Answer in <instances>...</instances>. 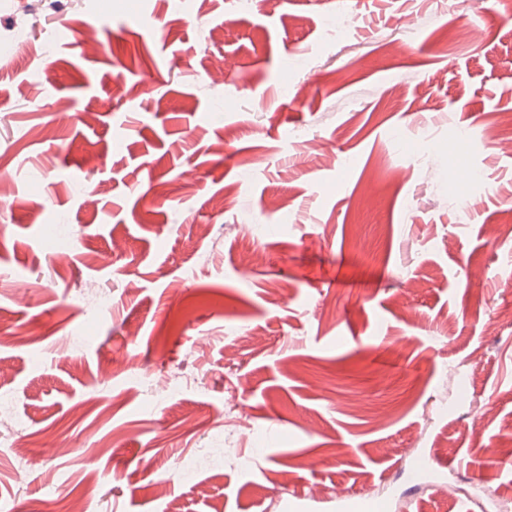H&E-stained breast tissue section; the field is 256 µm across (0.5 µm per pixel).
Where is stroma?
<instances>
[{
  "instance_id": "35a3bbf8",
  "label": "stroma",
  "mask_w": 512,
  "mask_h": 512,
  "mask_svg": "<svg viewBox=\"0 0 512 512\" xmlns=\"http://www.w3.org/2000/svg\"><path fill=\"white\" fill-rule=\"evenodd\" d=\"M33 2L0 60V397L30 437L0 438V502L512 507V0ZM336 507L345 512H383L384 505L366 495H336Z\"/></svg>"
}]
</instances>
